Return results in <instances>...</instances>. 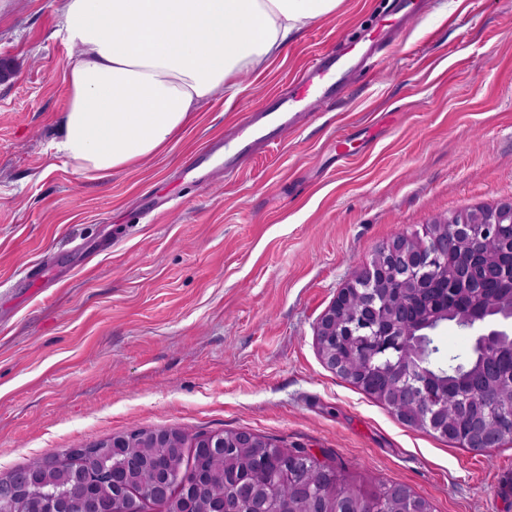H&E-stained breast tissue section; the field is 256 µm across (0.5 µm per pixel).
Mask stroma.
<instances>
[{
  "label": "stroma",
  "mask_w": 512,
  "mask_h": 512,
  "mask_svg": "<svg viewBox=\"0 0 512 512\" xmlns=\"http://www.w3.org/2000/svg\"><path fill=\"white\" fill-rule=\"evenodd\" d=\"M388 2L345 0L169 151L94 180L52 150L71 54L60 0H7L0 474L133 428H243L356 482L404 484L434 512H512V444L476 452L402 423L314 342L376 247L512 198V0H413V24L336 98L224 172L245 114L313 53L387 25ZM205 148L210 164L190 168ZM30 263L54 268L46 287L29 286Z\"/></svg>",
  "instance_id": "1"
}]
</instances>
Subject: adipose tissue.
Here are the masks:
<instances>
[{
  "label": "adipose tissue",
  "mask_w": 512,
  "mask_h": 512,
  "mask_svg": "<svg viewBox=\"0 0 512 512\" xmlns=\"http://www.w3.org/2000/svg\"><path fill=\"white\" fill-rule=\"evenodd\" d=\"M344 0H63L59 31L72 50L67 101L53 144L91 179L166 150L216 93L234 98L302 30Z\"/></svg>",
  "instance_id": "1"
}]
</instances>
